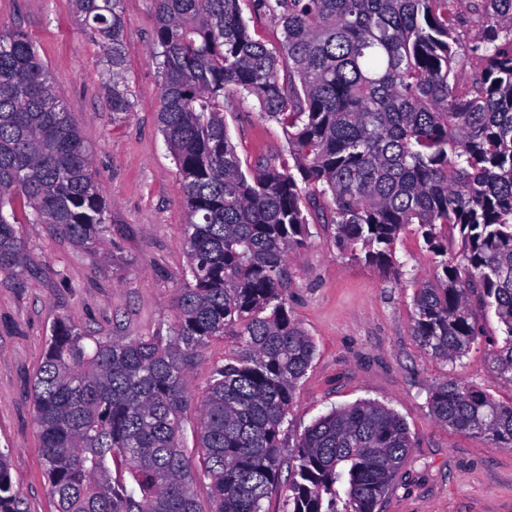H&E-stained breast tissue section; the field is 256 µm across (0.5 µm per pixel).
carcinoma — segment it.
I'll list each match as a JSON object with an SVG mask.
<instances>
[{
    "mask_svg": "<svg viewBox=\"0 0 512 512\" xmlns=\"http://www.w3.org/2000/svg\"><path fill=\"white\" fill-rule=\"evenodd\" d=\"M123 0H74L103 48L115 121L125 81ZM163 75L158 124L189 220L187 274L166 335L107 339L67 319L33 384L45 475L57 512H265L281 439L316 345L288 306V260L320 216L337 247L396 263L413 233L439 257L413 295V335L453 363L478 341L473 303L504 338L492 368L512 385V0H154ZM282 41L252 36L243 9ZM480 22L472 37L460 19ZM478 65L479 78L463 80ZM254 97L287 153L243 168L224 106ZM103 246L110 225L82 131L19 31H0V272L31 260L4 213ZM331 199V207L317 200ZM232 338L206 396L189 393L200 348ZM441 425L512 446V401L446 377L429 390ZM196 412L200 467L183 447ZM283 512H380L412 448L404 420L372 401L333 409L295 435ZM0 450V512H21ZM207 479L212 507L193 493Z\"/></svg>",
    "mask_w": 512,
    "mask_h": 512,
    "instance_id": "cac0c4a2",
    "label": "carcinoma"
}]
</instances>
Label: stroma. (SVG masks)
<instances>
[{
    "mask_svg": "<svg viewBox=\"0 0 512 512\" xmlns=\"http://www.w3.org/2000/svg\"><path fill=\"white\" fill-rule=\"evenodd\" d=\"M131 117L112 119L102 49L71 0H0V30L19 29L36 46L92 151L104 191L111 258L71 244L13 205L16 229L32 255L16 274L0 273V448L10 452L23 512H56L35 423L33 383L51 328L65 318L93 336L130 338L167 331L187 265L183 201L173 155L158 126L162 75L154 57L153 0H123ZM224 124L243 167L283 154L285 135L261 117L254 98L226 106ZM388 271L341 252L327 226L314 224L288 264V303L317 354L296 388L290 433L331 408L371 400L393 408L412 439L408 462L383 512H512V447L442 426L428 391L448 376L500 400L512 388L496 378L491 346L503 339L494 313L478 312L479 344L450 365L412 334L413 294L431 277L433 255L405 234ZM230 338L199 349L189 370L194 399L206 393Z\"/></svg>",
    "mask_w": 512,
    "mask_h": 512,
    "instance_id": "35a3bbf8",
    "label": "stroma"
}]
</instances>
